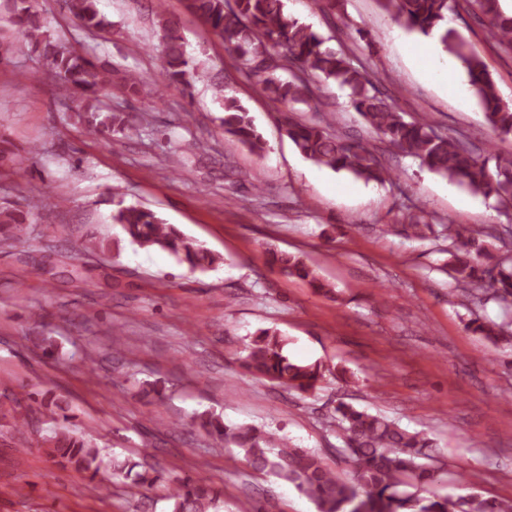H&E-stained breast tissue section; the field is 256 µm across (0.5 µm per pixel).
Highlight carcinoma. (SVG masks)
Masks as SVG:
<instances>
[{
	"label": "carcinoma",
	"mask_w": 512,
	"mask_h": 512,
	"mask_svg": "<svg viewBox=\"0 0 512 512\" xmlns=\"http://www.w3.org/2000/svg\"><path fill=\"white\" fill-rule=\"evenodd\" d=\"M68 13L85 33L104 31L112 22L100 12L98 0H62ZM410 30L434 35L443 50L459 45L458 35L445 22L458 0H379ZM473 14L488 21L486 37L498 47L512 51V12L502 9L501 0H464ZM188 10L233 52L246 73L256 78L261 94L275 106L304 103L315 112L323 102L315 93L313 78L332 79L351 91V105L375 132L399 151L418 157L431 172L456 181L470 192L498 204L512 207V163L496 162L481 156L463 139H450L423 120L407 121L385 103L380 90L366 71L354 64L345 50L324 47L325 39L288 14L284 0H186ZM7 21L16 27L13 41L0 42V62L10 51L26 47L39 52L53 78L60 97L72 93L87 96L77 109L79 122L89 135H99L125 126L123 113L109 104L112 93L136 95L144 79L125 72L113 80L112 66L78 52L72 45L53 41L43 31L38 0H6ZM166 64L162 77L166 85L189 90L197 77L195 64L187 56L183 37L176 24H163ZM469 84L484 110L488 124L502 136L512 134V107L503 103L495 82L475 51L459 54ZM224 133L250 151L261 155L266 143L254 127L248 109L233 97H224ZM285 130L301 154L314 164L334 172H347L365 181L383 183L392 178L368 142L349 141L327 123L285 116ZM175 151L187 157L209 155L200 141L179 142ZM130 241L141 248L166 251L192 270H207L222 258L197 246L173 225L165 224L150 209L125 206L112 215ZM401 233L419 239H445L448 274L455 283L461 304H477L491 297L512 304V266L496 260L484 241L491 237L506 242L512 230L493 228L481 234L451 224H431L413 211L402 214ZM25 219L13 211L0 209V241L17 239ZM266 262L282 274L297 278L318 294L336 299L333 286L322 279L301 256L285 251H267ZM467 330L495 344L512 346V325L473 320ZM287 339L274 329H261L246 344L242 365L250 373L268 378L302 395L316 391L327 369L320 363L292 361L284 352ZM55 415L56 426L43 437L44 450L57 464L86 473L93 479L112 467L113 475L132 478L141 487H151L160 479L156 466L144 462L150 456L142 450V460L109 462L101 450L82 434L66 426L69 416L64 401L53 393H3L0 415L10 417L17 430L34 420L32 403ZM329 423L341 435L345 455L352 468L351 479L336 476L319 455L296 448L253 425H228L220 416L201 418L200 427L217 443L236 448L241 463L252 470L293 485L312 500L317 512H512V500H490L476 494L452 500L438 493L443 469L438 465L436 444L422 432H410L395 421L340 402ZM164 499L168 512H217L219 496L206 481L187 477L173 483Z\"/></svg>",
	"instance_id": "carcinoma-1"
}]
</instances>
